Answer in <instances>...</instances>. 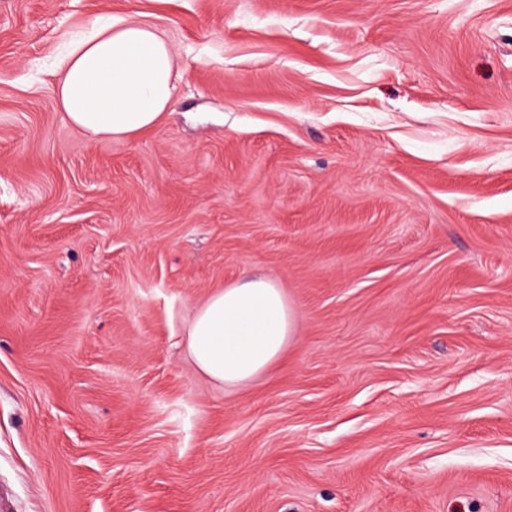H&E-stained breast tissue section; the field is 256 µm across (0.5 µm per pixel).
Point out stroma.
<instances>
[{
  "mask_svg": "<svg viewBox=\"0 0 512 512\" xmlns=\"http://www.w3.org/2000/svg\"><path fill=\"white\" fill-rule=\"evenodd\" d=\"M108 17L176 54L132 140L56 97ZM247 274L297 332L230 388ZM0 512H512V0H0ZM198 370L227 387L241 386L277 361L295 336V311L270 277L214 291L187 327Z\"/></svg>",
  "mask_w": 512,
  "mask_h": 512,
  "instance_id": "1",
  "label": "stroma"
}]
</instances>
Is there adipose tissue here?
<instances>
[{
    "mask_svg": "<svg viewBox=\"0 0 512 512\" xmlns=\"http://www.w3.org/2000/svg\"><path fill=\"white\" fill-rule=\"evenodd\" d=\"M175 52L158 29L130 18L97 26L59 60L56 94L66 119L92 139H132L175 100ZM198 370L227 387L277 361L295 336V311L269 277L214 291L187 327Z\"/></svg>",
    "mask_w": 512,
    "mask_h": 512,
    "instance_id": "ef3b65f1",
    "label": "adipose tissue"
}]
</instances>
